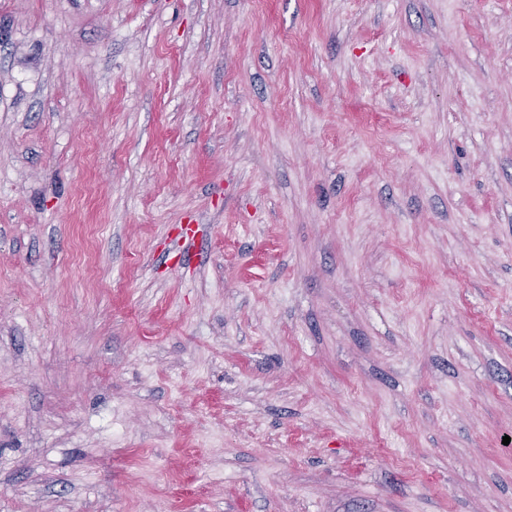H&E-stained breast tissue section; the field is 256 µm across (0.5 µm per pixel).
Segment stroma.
<instances>
[{
    "label": "stroma",
    "mask_w": 512,
    "mask_h": 512,
    "mask_svg": "<svg viewBox=\"0 0 512 512\" xmlns=\"http://www.w3.org/2000/svg\"><path fill=\"white\" fill-rule=\"evenodd\" d=\"M510 429L512 0H0V512H512Z\"/></svg>",
    "instance_id": "obj_1"
}]
</instances>
